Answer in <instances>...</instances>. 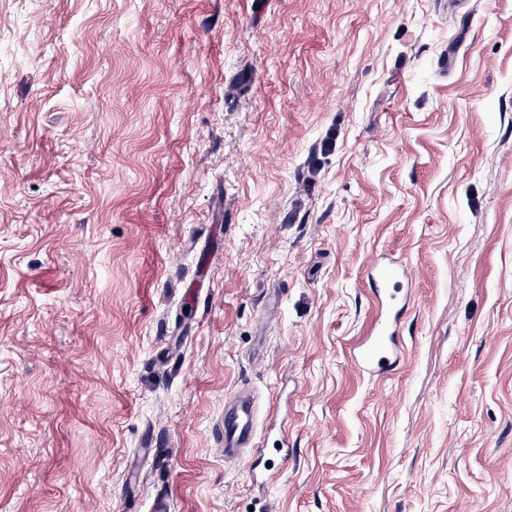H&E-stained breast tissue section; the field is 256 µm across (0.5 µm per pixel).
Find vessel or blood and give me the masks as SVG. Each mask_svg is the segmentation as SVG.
Returning a JSON list of instances; mask_svg holds the SVG:
<instances>
[{
  "instance_id": "vessel-or-blood-1",
  "label": "vessel or blood",
  "mask_w": 512,
  "mask_h": 512,
  "mask_svg": "<svg viewBox=\"0 0 512 512\" xmlns=\"http://www.w3.org/2000/svg\"><path fill=\"white\" fill-rule=\"evenodd\" d=\"M379 308L374 336L353 352L355 363L370 373H383L399 358L398 340L400 301L391 284L411 280L409 268L400 262L375 261L370 267ZM259 423V404L255 391L247 386L238 388L224 403V459L245 464L253 445Z\"/></svg>"
}]
</instances>
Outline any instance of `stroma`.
<instances>
[{"instance_id": "obj_1", "label": "stroma", "mask_w": 512, "mask_h": 512, "mask_svg": "<svg viewBox=\"0 0 512 512\" xmlns=\"http://www.w3.org/2000/svg\"><path fill=\"white\" fill-rule=\"evenodd\" d=\"M160 498L512 512V0H0V512ZM372 280L379 308L375 336L368 338L353 351L355 363L370 373H385L395 362L399 361L401 345L398 340L400 321V301L395 291L388 286L402 280L410 282L412 274L402 262L384 263L374 261L370 267ZM259 423L258 396L242 386L224 403V459L246 464Z\"/></svg>"}]
</instances>
